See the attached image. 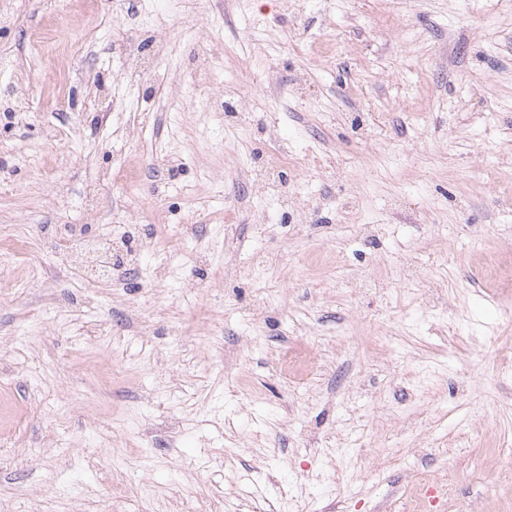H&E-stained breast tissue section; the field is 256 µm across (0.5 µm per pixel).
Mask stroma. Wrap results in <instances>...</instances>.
<instances>
[{
  "label": "stroma",
  "mask_w": 512,
  "mask_h": 512,
  "mask_svg": "<svg viewBox=\"0 0 512 512\" xmlns=\"http://www.w3.org/2000/svg\"><path fill=\"white\" fill-rule=\"evenodd\" d=\"M511 355V7L0 0V512H512ZM125 54H127L128 66L124 76L128 81L137 83L147 74L155 70L152 62H150L148 67L142 66L141 59L143 57V51L139 44L129 43L126 47ZM219 106L224 112L233 110L234 112H252L248 105V98L242 93L237 85L225 84L224 86V99L218 102ZM254 175L256 177V181L263 186L269 197H271L278 205L288 207V204L291 203L292 197L284 189V185L279 179H277L272 173L265 170H256ZM125 225L118 224L112 235L92 236L82 226H65L64 229H55L53 239L48 243L54 247L55 252L66 265L81 264L93 267L104 276L112 277V272L118 270L112 265V255L116 249H123L132 266L143 255V242H134V235L128 238L124 230Z\"/></svg>",
  "instance_id": "stroma-1"
}]
</instances>
